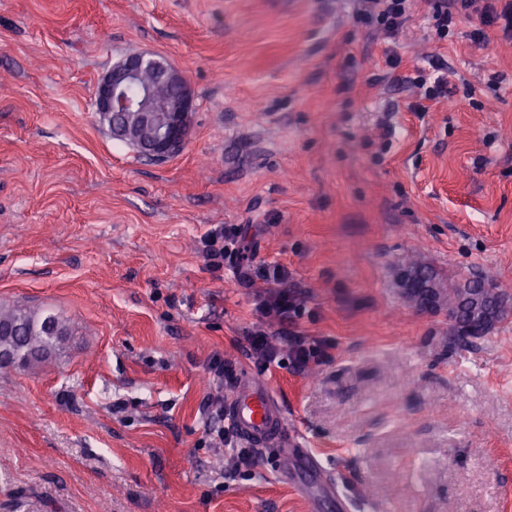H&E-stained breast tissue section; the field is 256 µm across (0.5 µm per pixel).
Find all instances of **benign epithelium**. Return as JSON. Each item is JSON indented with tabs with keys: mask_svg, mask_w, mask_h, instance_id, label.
Returning <instances> with one entry per match:
<instances>
[{
	"mask_svg": "<svg viewBox=\"0 0 512 512\" xmlns=\"http://www.w3.org/2000/svg\"><path fill=\"white\" fill-rule=\"evenodd\" d=\"M176 90L174 105L159 118L151 99L154 86ZM96 116L112 126V137H125L129 113L138 115L145 137L141 151L155 159L179 152L190 136L193 97L187 76L153 55L134 53L112 66L97 87Z\"/></svg>",
	"mask_w": 512,
	"mask_h": 512,
	"instance_id": "7a95c632",
	"label": "benign epithelium"
}]
</instances>
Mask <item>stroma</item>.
Masks as SVG:
<instances>
[{
  "mask_svg": "<svg viewBox=\"0 0 512 512\" xmlns=\"http://www.w3.org/2000/svg\"><path fill=\"white\" fill-rule=\"evenodd\" d=\"M355 7L0 0V306L75 327L45 369L0 368V512H512V315L448 319L477 274L512 307V39L438 41L414 0L391 42ZM133 51L190 81V140L160 161L95 115ZM440 68L448 98L413 111L408 77ZM218 227L251 270L286 267L297 317L265 321L207 257ZM414 258L433 304L405 298ZM292 333L329 360L297 367ZM216 357L267 383L297 446L234 468L207 435ZM250 346V351L258 361L264 364L274 363L277 359L276 349L270 344L269 336L266 332L257 330L245 336Z\"/></svg>",
  "mask_w": 512,
  "mask_h": 512,
  "instance_id": "obj_1",
  "label": "stroma"
}]
</instances>
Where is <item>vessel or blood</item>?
Returning <instances> with one entry per match:
<instances>
[{"mask_svg":"<svg viewBox=\"0 0 512 512\" xmlns=\"http://www.w3.org/2000/svg\"><path fill=\"white\" fill-rule=\"evenodd\" d=\"M224 417L245 442L254 447H287L288 416L261 382H239L224 402Z\"/></svg>","mask_w":512,"mask_h":512,"instance_id":"obj_1","label":"vessel or blood"}]
</instances>
